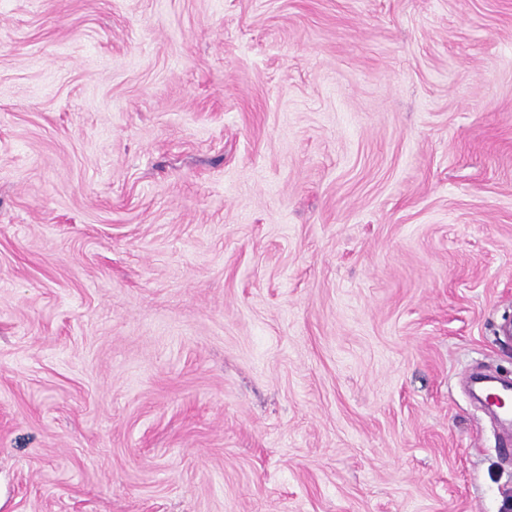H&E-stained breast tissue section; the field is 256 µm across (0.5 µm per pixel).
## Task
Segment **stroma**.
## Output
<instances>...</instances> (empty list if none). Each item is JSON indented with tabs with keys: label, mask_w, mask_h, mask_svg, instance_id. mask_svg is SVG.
Returning <instances> with one entry per match:
<instances>
[{
	"label": "stroma",
	"mask_w": 512,
	"mask_h": 512,
	"mask_svg": "<svg viewBox=\"0 0 512 512\" xmlns=\"http://www.w3.org/2000/svg\"><path fill=\"white\" fill-rule=\"evenodd\" d=\"M512 0H0V512H512Z\"/></svg>",
	"instance_id": "35a3bbf8"
}]
</instances>
